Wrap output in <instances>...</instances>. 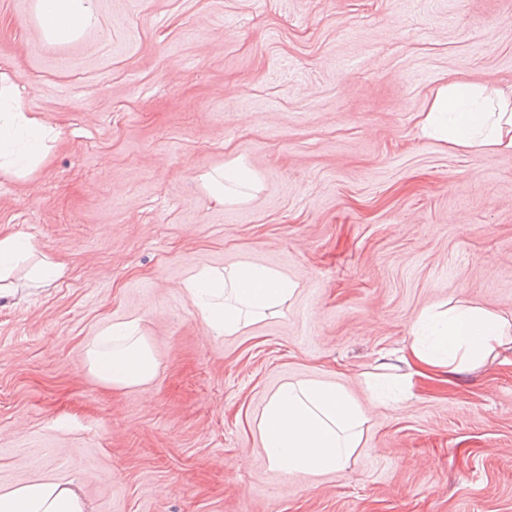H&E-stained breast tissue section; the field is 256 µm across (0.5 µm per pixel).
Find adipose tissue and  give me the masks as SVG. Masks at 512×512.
<instances>
[{
    "mask_svg": "<svg viewBox=\"0 0 512 512\" xmlns=\"http://www.w3.org/2000/svg\"><path fill=\"white\" fill-rule=\"evenodd\" d=\"M37 18L46 40L67 42L96 27L94 0H37ZM423 136L466 151L512 148V89L491 90L476 82L451 81L434 94L420 121ZM58 133L31 111L7 74L0 73V175L22 179L48 155ZM217 202L237 204L258 191L257 176L232 160L204 175ZM33 258L29 281L47 288L64 274L48 257H36L28 237L0 236V301L16 298L11 273ZM183 287L200 321L217 336H233L279 312L298 284L279 269L243 260L222 269L200 268ZM403 359L415 375L424 370L455 374L493 360L512 342V323L479 306H448L420 313ZM85 369L115 389L146 385L157 360L136 321L113 323L88 345ZM365 414L336 385L317 381L282 384L257 423L271 466L284 473L331 471L343 467L361 443ZM0 512H88L74 488L38 479L0 493Z\"/></svg>",
    "mask_w": 512,
    "mask_h": 512,
    "instance_id": "adipose-tissue-1",
    "label": "adipose tissue"
}]
</instances>
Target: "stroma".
Returning <instances> with one entry per match:
<instances>
[{"label": "stroma", "instance_id": "stroma-1", "mask_svg": "<svg viewBox=\"0 0 512 512\" xmlns=\"http://www.w3.org/2000/svg\"><path fill=\"white\" fill-rule=\"evenodd\" d=\"M96 28L47 46L34 0H0V72L61 139L0 176V234L65 276L0 302V492L36 478L89 512H512V344L397 401L367 381L427 307L512 322V149L468 152L419 122L452 80L512 87V0H95ZM244 159L250 200L204 173ZM297 281L233 336L181 282L241 260ZM138 319L159 367L110 389L84 370ZM365 411L342 468L283 475L256 423L287 381ZM203 180L207 193L224 205L244 202L260 186L253 171L238 160L225 163L224 168L204 175Z\"/></svg>", "mask_w": 512, "mask_h": 512}]
</instances>
